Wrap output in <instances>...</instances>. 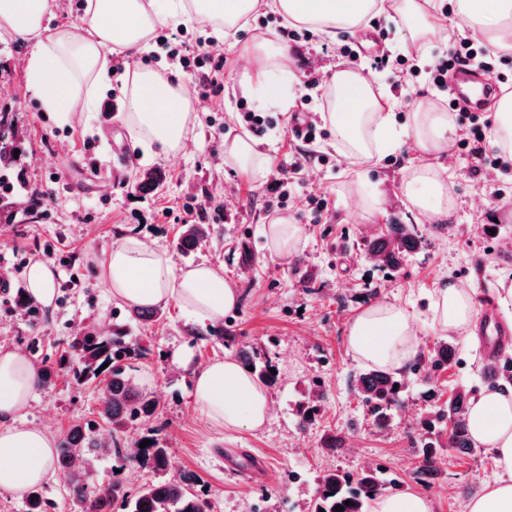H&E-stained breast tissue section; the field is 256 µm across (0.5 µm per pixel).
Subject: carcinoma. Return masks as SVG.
<instances>
[{
  "label": "carcinoma",
  "mask_w": 512,
  "mask_h": 512,
  "mask_svg": "<svg viewBox=\"0 0 512 512\" xmlns=\"http://www.w3.org/2000/svg\"><path fill=\"white\" fill-rule=\"evenodd\" d=\"M19 149L12 133L8 116L0 113V172H7L15 165V150ZM207 224H188L178 239L177 248L189 255L209 237ZM423 236L414 224H387L367 244V255L375 263L389 270H398L403 260L418 251ZM129 318L141 325L157 321L161 312L156 308L132 307ZM74 348L80 353L79 365L74 369L76 377L84 382L105 377L101 388L99 419L118 432L128 423L153 415L159 402L140 393L127 374L128 361L136 351L128 346L124 336L114 331L106 336L96 331H86L77 336ZM238 358L246 367H253L251 374L261 384L272 386L277 381L269 368L270 361H261L254 353L238 351ZM457 362V348L451 342H440L428 355H419L409 366L417 374L421 371L444 369ZM355 386L362 401L376 414L377 425L386 428L390 422L387 410L399 403L405 390V382L397 373L377 366H368L355 376ZM473 392L462 388L454 392L445 406L429 407L420 421L423 431L422 450L419 454L417 475L429 479L435 475L438 450L466 454L474 450V442L468 426V413L472 406ZM315 397L298 405V425H309L318 413ZM105 449L99 439L92 436V428L73 425L63 432L57 442V465L63 474L69 496L80 512H213L210 499L197 493L188 480L167 478L155 481L137 494L131 495L122 482L109 483L107 492L93 494L88 491L85 474L90 456ZM113 453L121 458H140L161 472L169 467L167 450L153 441L144 448L128 452L113 443ZM386 482L378 468H367L355 477L328 471L320 475L316 495L309 512H335L343 506V512H368L372 497L380 494ZM351 504H345V501Z\"/></svg>",
  "instance_id": "carcinoma-1"
}]
</instances>
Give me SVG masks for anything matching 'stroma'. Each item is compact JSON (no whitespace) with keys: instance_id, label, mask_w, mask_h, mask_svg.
<instances>
[{"instance_id":"obj_1","label":"stroma","mask_w":512,"mask_h":512,"mask_svg":"<svg viewBox=\"0 0 512 512\" xmlns=\"http://www.w3.org/2000/svg\"><path fill=\"white\" fill-rule=\"evenodd\" d=\"M400 26L394 12L372 16L361 49L349 59L336 52L348 43L346 34H309L268 9L260 10L231 43L215 39L210 29L183 24L187 42L204 41L223 54L224 75L222 91L209 97L201 96L197 78L188 77L187 88L201 111L186 148L174 157L146 153L125 125L130 72L113 74L111 89L97 93L95 111L77 112L71 125L60 126L28 86L30 45L18 37H0V112L12 117L21 148V186L14 195L61 178L39 212L18 208L10 222L0 223V278L26 286L20 259L33 260L50 249L57 288L53 303L31 314L16 307L14 294L0 296V344L54 368L77 332L123 328L127 343L143 352L128 374L160 407L117 437L128 448L144 438L158 440L170 460L166 474L192 476L215 512H306L324 471L355 475L377 466L386 479L399 482L401 492L427 495L432 512H465L467 500L497 476L493 450L478 447L442 456L436 480L415 478L417 421L429 405L425 391L434 390L444 402L457 387H488L480 374L484 354L472 334L452 337L459 352L456 364L410 377L387 429L377 426L351 385L365 364L349 350L345 330L361 308L378 301L406 307L417 346L424 349L447 337L432 315L435 290L443 281L454 280L470 291L478 306L485 296L498 295L504 276L512 277V164L488 168L476 181L460 146L433 157L452 206L444 230L434 228L403 193L405 178L422 158L407 131L411 109L403 96L430 97L443 110L448 96L429 84L424 69L401 80L391 69H374V54L400 52ZM265 35L287 44L299 87L285 110L231 92L240 55ZM326 45L332 53H323ZM335 64L361 69L374 91L393 96L396 121L406 133L396 149L380 153L359 175L338 154L331 134L316 138L286 203L267 207L276 167L292 161L294 114L316 118L325 105L322 87L310 86L309 80ZM247 112L269 122L256 141L272 168L259 180L224 164V138L246 130ZM150 169L163 174L161 186L138 192L140 174ZM286 215L300 225L302 241L296 256L284 258L269 251L264 226ZM187 224L209 225L211 234L184 256L176 242ZM387 224L416 225L424 238L393 273L364 255L365 237ZM490 224L495 227L491 233L486 230ZM130 237L167 254L178 269L203 263L223 267L225 279L239 292L237 307L222 319L202 322L170 304L150 327L132 322L100 274L102 258ZM73 276L78 279L74 285L69 282ZM219 329L228 341L215 339ZM245 346L270 359L279 373L278 385L269 390L270 417L257 430L216 427L194 401V375ZM318 387L324 392L321 412L313 424L299 427L297 405ZM99 397V383L55 371L26 419L56 436L70 425L96 420ZM331 436L336 439L332 445L327 442ZM228 448L239 458L264 460V477L226 470ZM160 475L150 465L121 461L108 452L91 458L88 482L99 490L117 479L134 494Z\"/></svg>"}]
</instances>
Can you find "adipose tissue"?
<instances>
[{
	"mask_svg": "<svg viewBox=\"0 0 512 512\" xmlns=\"http://www.w3.org/2000/svg\"><path fill=\"white\" fill-rule=\"evenodd\" d=\"M273 5L289 25L327 35L363 31L372 15L393 7L408 41L447 38L436 22L437 0H86L78 24L50 28L55 0H0V34L27 41L26 77L45 111L69 124L77 108L93 110L94 86L112 82L108 57L140 52L161 26L195 21L217 37L234 38L265 5ZM456 15L465 28L486 44L512 53V0H456ZM286 44L267 38L241 58L232 91L258 102L288 107L296 80L287 67ZM325 86L328 107L322 112L336 149L345 159L373 158L392 148L401 133L394 105L374 93L360 72L340 67ZM197 107L181 75L162 73L141 63L133 71L125 123L146 147L175 155L188 142ZM411 129L428 158L448 152L457 134L455 117L422 103L411 116ZM224 163L253 178L263 177L267 157L253 139L224 141ZM404 194L433 221L447 222L448 193L439 169L414 166ZM112 296L129 306L174 304L209 320L223 318L239 303L236 288L222 269L199 265L175 269L162 252L134 238L115 246L101 262ZM477 311L470 293L448 280L437 290L434 319L442 331L467 330ZM346 340L353 355L388 370L403 369L416 351L408 311L395 303L375 302L347 324ZM41 381L39 365L18 350L0 346V493H20L42 484L51 473L55 442L44 429L24 417ZM195 400L213 424L226 428H261L269 415V395L235 359H216L200 369ZM475 442L493 449L499 476L471 497L466 512H512V391H483L468 415Z\"/></svg>",
	"mask_w": 512,
	"mask_h": 512,
	"instance_id": "obj_1",
	"label": "adipose tissue"
}]
</instances>
